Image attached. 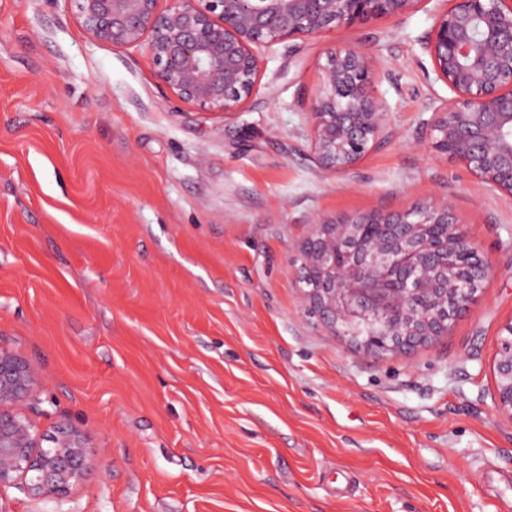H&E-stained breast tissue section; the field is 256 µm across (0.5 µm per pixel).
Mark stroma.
Wrapping results in <instances>:
<instances>
[{
  "label": "stroma",
  "mask_w": 512,
  "mask_h": 512,
  "mask_svg": "<svg viewBox=\"0 0 512 512\" xmlns=\"http://www.w3.org/2000/svg\"><path fill=\"white\" fill-rule=\"evenodd\" d=\"M442 0L262 48L236 111H202L145 48L91 39L66 0H0V344L44 380L25 414L80 427L93 465L11 512H512L492 362L512 319V199L431 154L450 98L422 48ZM362 46L393 132L321 169L302 104ZM451 200L492 267L437 343L376 355L311 313L319 217Z\"/></svg>",
  "instance_id": "1"
}]
</instances>
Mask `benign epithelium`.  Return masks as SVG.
<instances>
[{
	"label": "benign epithelium",
	"mask_w": 512,
	"mask_h": 512,
	"mask_svg": "<svg viewBox=\"0 0 512 512\" xmlns=\"http://www.w3.org/2000/svg\"><path fill=\"white\" fill-rule=\"evenodd\" d=\"M86 33L114 46H146L156 76L201 110L233 112L262 69L258 48L313 37L333 24L401 17L421 0H66ZM438 80L454 97L426 125L428 148L512 197V0H446L423 43ZM384 60L362 47L327 51L323 91L304 112L317 164L352 169L391 136L386 106L372 92ZM310 309L335 330L374 326L358 346L394 354L448 335L491 267L459 225L453 204L418 203L387 216L319 218L299 246ZM493 362L495 403L512 419V320ZM38 372L0 347V488L59 499L92 464L83 432L62 426L44 437L12 411L35 400Z\"/></svg>",
	"instance_id": "benign-epithelium-1"
}]
</instances>
